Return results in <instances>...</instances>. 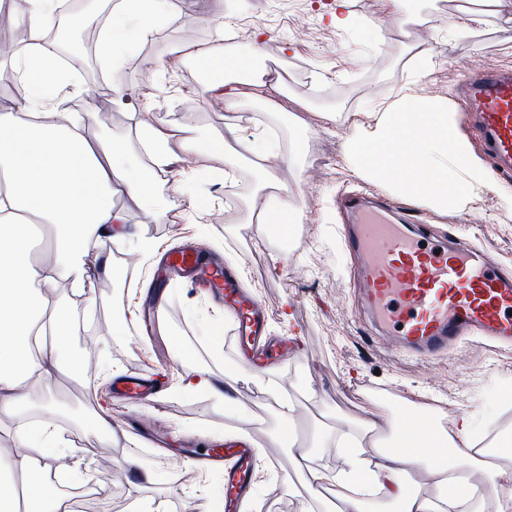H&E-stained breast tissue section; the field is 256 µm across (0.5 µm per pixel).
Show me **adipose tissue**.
Returning a JSON list of instances; mask_svg holds the SVG:
<instances>
[{
    "instance_id": "adipose-tissue-1",
    "label": "adipose tissue",
    "mask_w": 512,
    "mask_h": 512,
    "mask_svg": "<svg viewBox=\"0 0 512 512\" xmlns=\"http://www.w3.org/2000/svg\"><path fill=\"white\" fill-rule=\"evenodd\" d=\"M56 0H15L14 15L28 32L16 58L26 76L13 103L0 105V413L17 415L28 405L21 384L50 378L53 369L81 371L80 358L69 352L71 319L62 313L53 293L60 283L83 294V275L71 267L72 252L100 248L134 236L137 250L152 257L159 250L144 231L130 232L125 212L115 197L140 203L156 215L152 180L176 173L177 185L190 192L193 215L209 205L194 196L197 172H174L180 153L195 150L184 126L137 116L143 129L137 145L121 138L101 144L81 132L94 113L71 115L62 104L70 82L50 76L55 55L44 36L55 21ZM164 20L161 0H118L111 20L103 27V60L118 66L128 43L150 37ZM184 59L199 66L209 88L236 106L238 88L232 74L245 70L244 58L232 45L224 49L185 44ZM27 120H19L15 105ZM207 153L224 161L251 162L262 188L277 191L275 202L253 204L258 223L273 225L280 239L294 233L295 210L282 196L276 172L288 158L265 136H245L239 125L228 124L223 135L209 140ZM348 163L368 178L392 184L407 200L434 210L462 208L473 196L494 189L493 172L461 134L447 99L422 94L410 83L389 104L368 113L346 140ZM63 227L55 245L56 258L47 266L30 260L35 222ZM417 431L403 425H382L377 417L361 418L358 426L374 437L373 453L359 439L337 440L344 466L330 475L310 470L307 490L319 498L330 486L340 502L339 512H487L488 496H496L497 512H512V496L499 490L512 481V464L504 456L489 458L477 447L478 435L470 415L453 418L450 429L433 428L423 406L412 412ZM18 447L8 470H0V512H72L49 477L50 461L65 440L55 415L19 428ZM484 482H467L473 472ZM425 474L428 491L410 485L412 475Z\"/></svg>"
}]
</instances>
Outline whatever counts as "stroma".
I'll use <instances>...</instances> for the list:
<instances>
[{
	"mask_svg": "<svg viewBox=\"0 0 512 512\" xmlns=\"http://www.w3.org/2000/svg\"><path fill=\"white\" fill-rule=\"evenodd\" d=\"M334 0H196L191 7L169 8V18L152 40L133 45L113 78L129 89L124 98L99 92L91 74L99 63L88 48L68 102L70 111H91L89 140L119 137L137 141L132 113L186 125L198 151L184 154L185 168L212 170L218 160L204 148L238 120L244 133H270L279 151L291 154L295 141L304 152L279 172L300 215L288 244L267 225L250 221V207L262 192L250 163L240 162L232 181L212 175L198 193L212 198L205 213L206 233L190 222L189 198L173 175L156 180L154 196L164 213L145 225L163 251L177 250L191 239L207 255H220L238 270L242 283L268 308V335L280 340L279 356L266 362L259 378L244 375L235 396L238 415L225 413L216 399L191 394L180 376L196 369L221 375L242 365L233 312L216 305L178 279L161 280L157 262L130 263V244H117L99 257L91 250L72 259L84 276L83 295L59 289L56 301L73 319L70 350L84 356L87 345L99 350L96 370L74 375L55 372L29 384L25 392L37 417L45 405L59 411L57 423L66 440L51 466L62 493L82 490L69 470L83 460L95 496L85 512H132L135 501L154 512H213L224 497L222 472L197 463L198 450L219 447L224 436L252 434L259 445L250 495L242 512H311L304 486L308 469L336 472L343 460L336 439L360 434L357 420L376 414L382 421L402 420L409 404L425 405L440 421L459 413L472 416L477 433L504 418L512 400V346L485 345L466 339L433 357L404 350L395 335L383 331L366 305L358 256L344 242L352 225L349 200L383 199L412 221L425 225L434 241L465 239L483 246L499 265L512 270V176L498 178L462 210L447 213L410 203L392 188L362 178L344 159L342 142L361 113L390 102L409 81L420 80L429 96L448 99L460 132L475 149L483 143L474 119L464 108L468 70L512 68V21L489 16L485 22L450 34L456 12L440 15L436 0H404L399 12L380 5L372 29L336 28ZM226 20L223 34L215 24ZM263 34L264 58L280 61V90L242 84L236 109L208 92L197 67L181 57L186 41H226L250 54L256 34ZM432 48V70L418 79L412 64L414 44ZM287 253V266L273 265L272 255ZM162 290L165 315L159 327H136L148 287ZM128 327L112 336L113 323ZM223 349L214 352L212 333ZM151 366L167 379L160 399L132 396L118 403L113 381L131 370ZM112 420L111 439L91 430L95 415ZM290 440H283V428ZM308 450L307 468H296L300 450ZM136 456L150 462L152 482L131 490L121 463Z\"/></svg>",
	"mask_w": 512,
	"mask_h": 512,
	"instance_id": "stroma-1",
	"label": "stroma"
}]
</instances>
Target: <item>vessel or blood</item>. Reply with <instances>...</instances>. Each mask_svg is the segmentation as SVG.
Returning <instances> with one entry per match:
<instances>
[{"mask_svg":"<svg viewBox=\"0 0 512 512\" xmlns=\"http://www.w3.org/2000/svg\"><path fill=\"white\" fill-rule=\"evenodd\" d=\"M466 108L476 116L487 152L501 170L512 173V69H477L466 86ZM357 224L348 238L365 265L366 296L375 317L397 330L411 350L438 353L462 336L512 341V276L498 272L484 248L454 243L428 245L414 230L393 223L387 203L354 200ZM167 267L214 299L233 303L237 333L246 343L258 340L268 315L265 305L247 300L235 271L206 258L191 246L169 253ZM161 381L146 370L120 379L118 396L156 393ZM223 471L229 506L252 487V448L236 442L200 459Z\"/></svg>","mask_w":512,"mask_h":512,"instance_id":"obj_1","label":"vessel or blood"}]
</instances>
